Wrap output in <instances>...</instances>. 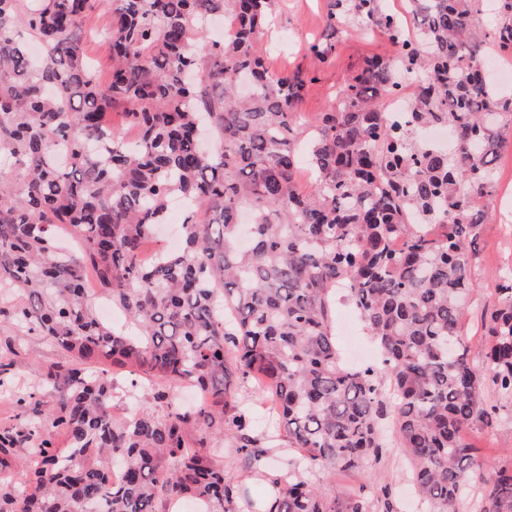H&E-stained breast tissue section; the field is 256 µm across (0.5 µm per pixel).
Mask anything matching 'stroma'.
Masks as SVG:
<instances>
[{"mask_svg":"<svg viewBox=\"0 0 512 512\" xmlns=\"http://www.w3.org/2000/svg\"><path fill=\"white\" fill-rule=\"evenodd\" d=\"M328 11L329 0H277L275 23L258 39L265 65L271 72L286 75L301 71L309 76L310 81L298 107L299 116L306 124L315 123L321 113L333 110L338 92L368 57H388L393 53L388 36L367 27L362 33L343 35L329 60L319 61L310 47L322 38ZM107 25L106 17L96 13L86 21L91 34L86 44L87 60L103 84L107 83L112 66V53L105 36ZM478 250L472 275L480 291L472 301L465 320L466 339L473 346L479 343L483 334L485 314L497 301L495 280L503 269L512 267V192L496 198L494 213L483 229ZM9 334L15 339L18 349L11 354L0 343V361L12 363L9 373L0 380V432L19 424L15 399L37 386L46 367L59 358L57 350L49 342L27 335L24 329L13 328ZM468 439L480 449L487 463L510 461L512 417L506 415L491 426L473 428ZM223 460L226 481L239 485L244 491L236 512H256L258 504L273 492L270 482L259 476L255 468L234 449H225ZM306 474L322 492L339 497L360 485L375 486L389 480L397 490V512H427L411 489L407 458L394 441L390 442L376 469L342 476L312 464Z\"/></svg>","mask_w":512,"mask_h":512,"instance_id":"1","label":"stroma"}]
</instances>
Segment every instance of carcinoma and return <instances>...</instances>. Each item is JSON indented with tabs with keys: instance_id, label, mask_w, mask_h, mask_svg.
Returning <instances> with one entry per match:
<instances>
[{
	"instance_id": "obj_1",
	"label": "carcinoma",
	"mask_w": 512,
	"mask_h": 512,
	"mask_svg": "<svg viewBox=\"0 0 512 512\" xmlns=\"http://www.w3.org/2000/svg\"><path fill=\"white\" fill-rule=\"evenodd\" d=\"M382 2L330 0L319 59L351 19L402 54L367 59L334 111L305 127L297 104L308 77L270 72L257 44L274 0H110L106 86L84 53V21L101 0H0V288L24 297L0 307V328H24L62 355L39 387L56 391L50 422L67 440L62 453L30 419L0 433V469L22 445L36 457L26 493H0V512H166L184 498L235 512L241 490L224 478L221 445L276 479L240 381L267 395L288 447L313 464L377 466L379 422L390 417L429 512H458L475 493L477 512H512V462L487 470L467 441L512 412V270L484 319L483 370L462 332L494 163L512 149V93L481 68L487 41L512 51V0H491L490 29L482 0H408L415 45ZM219 16L224 41H195ZM32 40L44 49L36 62ZM404 75L418 86L407 123L450 125L454 153L388 125L381 99ZM118 105L133 140L107 122ZM172 197L189 205L184 247L145 263ZM61 231L78 251L57 249ZM89 268L135 335L99 322ZM338 285L377 343L376 365L342 357ZM103 359L153 383L120 421L112 378L88 368ZM183 384L204 393L189 409L171 403ZM371 501L362 486L327 496L294 469L263 512H372Z\"/></svg>"
}]
</instances>
